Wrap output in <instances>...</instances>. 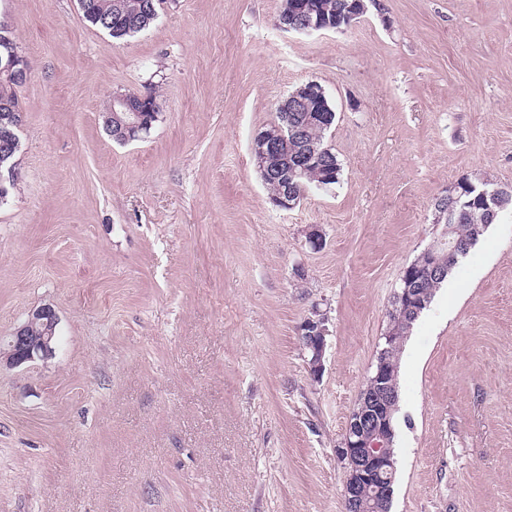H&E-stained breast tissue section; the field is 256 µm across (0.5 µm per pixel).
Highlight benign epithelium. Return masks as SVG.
I'll return each instance as SVG.
<instances>
[{"label":"benign epithelium","instance_id":"benign-epithelium-1","mask_svg":"<svg viewBox=\"0 0 512 512\" xmlns=\"http://www.w3.org/2000/svg\"><path fill=\"white\" fill-rule=\"evenodd\" d=\"M1 44L9 47L8 57L1 72L14 75L18 80H27L28 70L20 63L24 61L19 52L10 49L8 38ZM113 103L119 105L126 116L122 129L117 133L121 142L140 138V133L148 132L151 122L156 117L160 104L148 102V96L141 94L117 95ZM13 129L0 132V158L14 154L17 135L15 130L21 127V121L15 113L7 114ZM285 135L278 126L257 134L251 144V155L256 162L266 169L267 176L283 178L280 167L276 165L281 151L280 141ZM480 197L491 217H496L503 207V193L499 188L481 189ZM58 318L49 307L39 308L31 313L28 320L19 327L8 341L9 358L15 365L46 358L53 352ZM326 328L319 327L313 336L302 337V342L311 349L313 357L310 371L313 378H318L323 370ZM386 369L383 362H378L376 374L369 385L370 391L358 399V408L350 417L342 446L336 449L337 457L354 462L353 469L346 477L344 486L345 512H390L395 472V461L390 449L393 434L392 415L397 399L387 386Z\"/></svg>","mask_w":512,"mask_h":512}]
</instances>
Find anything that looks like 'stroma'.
I'll return each instance as SVG.
<instances>
[{
	"label": "stroma",
	"mask_w": 512,
	"mask_h": 512,
	"mask_svg": "<svg viewBox=\"0 0 512 512\" xmlns=\"http://www.w3.org/2000/svg\"><path fill=\"white\" fill-rule=\"evenodd\" d=\"M281 6L165 0L117 41L78 0H0L31 68L0 350L34 309L59 318L52 356L0 362V512H344L336 450L437 199L512 187V0H376L310 34L281 29ZM310 81L342 172L285 210L250 148ZM150 90V132L114 142L112 95ZM404 354L391 512H512L511 211ZM317 335V336H316ZM326 335V328L324 327H318L316 333L313 334V336H302V342L305 343L306 347L311 349L313 352V357L311 359V356L309 355V360L311 359L309 365H310V371L313 378H318L323 370V356H324V350H325V336Z\"/></svg>",
	"instance_id": "1"
}]
</instances>
